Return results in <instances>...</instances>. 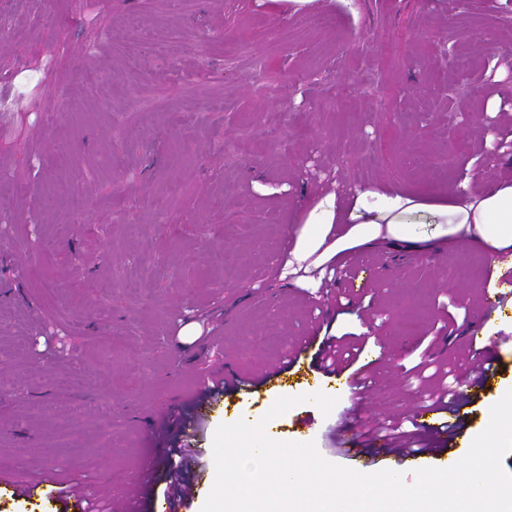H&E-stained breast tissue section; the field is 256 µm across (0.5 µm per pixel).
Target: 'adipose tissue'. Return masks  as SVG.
I'll return each mask as SVG.
<instances>
[{"instance_id":"ef3b65f1","label":"adipose tissue","mask_w":512,"mask_h":512,"mask_svg":"<svg viewBox=\"0 0 512 512\" xmlns=\"http://www.w3.org/2000/svg\"><path fill=\"white\" fill-rule=\"evenodd\" d=\"M345 231L333 235L334 225ZM289 274L311 273L342 254L381 242L469 241L488 258L512 251V177L433 199L403 190L319 191L289 230Z\"/></svg>"}]
</instances>
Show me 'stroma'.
Returning <instances> with one entry per match:
<instances>
[{"label":"stroma","mask_w":512,"mask_h":512,"mask_svg":"<svg viewBox=\"0 0 512 512\" xmlns=\"http://www.w3.org/2000/svg\"><path fill=\"white\" fill-rule=\"evenodd\" d=\"M14 29L0 40V459L19 462L0 512H69L66 477L87 505L132 502L144 461L180 447L153 431L158 413L189 406L201 373H261L309 335L334 336L348 365L383 346L362 403L339 392L330 415L312 403L270 420L279 441L380 445V425L431 402L419 364L473 367L470 336H512V300L486 312L489 261L461 242L425 252L350 254L318 285L269 277L311 198L342 181L444 197L461 168L512 149V0H0ZM458 31L465 66L437 58ZM501 89L443 87L463 73ZM322 95L303 102L307 87ZM225 117L224 138L212 131ZM463 160L443 158L449 136ZM349 154L345 167L332 165ZM489 391L470 390L469 416L439 454L408 469L448 468L512 386V348ZM203 419L190 446L189 500L200 512L214 481ZM54 472V485L42 483Z\"/></svg>","instance_id":"35a3bbf8"}]
</instances>
